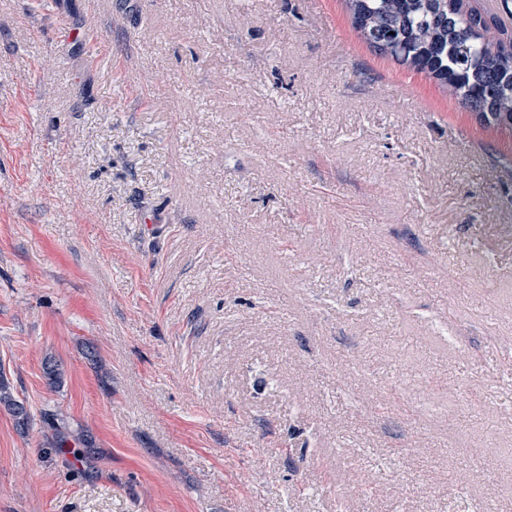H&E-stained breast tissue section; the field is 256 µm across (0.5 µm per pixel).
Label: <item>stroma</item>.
I'll return each mask as SVG.
<instances>
[{
    "label": "stroma",
    "mask_w": 512,
    "mask_h": 512,
    "mask_svg": "<svg viewBox=\"0 0 512 512\" xmlns=\"http://www.w3.org/2000/svg\"><path fill=\"white\" fill-rule=\"evenodd\" d=\"M506 157L341 0H0V371L73 434L0 412V512H512Z\"/></svg>",
    "instance_id": "1"
}]
</instances>
